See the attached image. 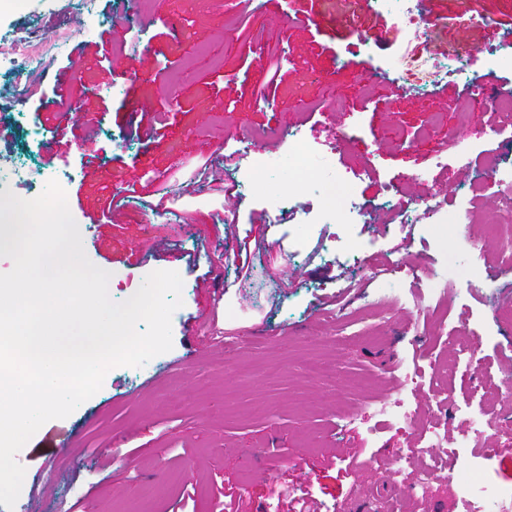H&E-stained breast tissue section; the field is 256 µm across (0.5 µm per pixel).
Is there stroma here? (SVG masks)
<instances>
[{
  "label": "stroma",
  "instance_id": "obj_1",
  "mask_svg": "<svg viewBox=\"0 0 512 512\" xmlns=\"http://www.w3.org/2000/svg\"><path fill=\"white\" fill-rule=\"evenodd\" d=\"M26 2L0 0V48L23 72L0 165L70 171L68 207L112 301L172 270L183 304L170 351L112 368L17 453L10 512H481L454 479L471 467L512 488V412L497 410L512 395V238L489 233L500 200L476 188L480 154L512 168V127L468 95H512V60H490L512 0H429L416 32L373 0ZM272 62L265 104L253 91ZM293 128L316 145L313 176L361 172L365 217L271 222V200L323 208L289 166L259 193L194 181L238 175L242 149L266 155L264 135ZM399 186L472 201L468 236L402 223L386 206ZM453 260L480 266L484 288L440 290ZM463 318L478 368L447 392L431 366Z\"/></svg>",
  "mask_w": 512,
  "mask_h": 512
}]
</instances>
